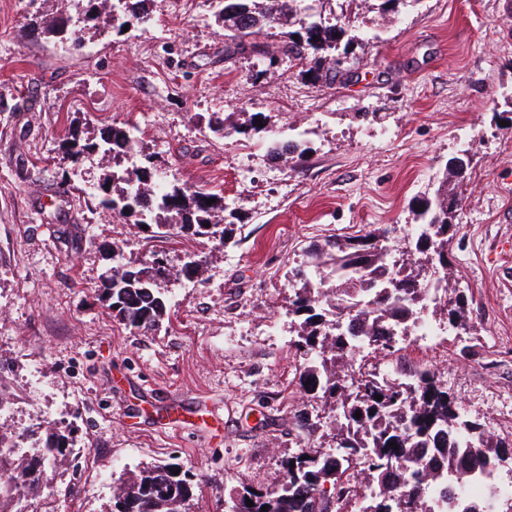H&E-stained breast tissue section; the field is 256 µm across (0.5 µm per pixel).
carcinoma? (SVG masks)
Wrapping results in <instances>:
<instances>
[{
	"label": "carcinoma",
	"mask_w": 512,
	"mask_h": 512,
	"mask_svg": "<svg viewBox=\"0 0 512 512\" xmlns=\"http://www.w3.org/2000/svg\"><path fill=\"white\" fill-rule=\"evenodd\" d=\"M84 22L68 29L52 22L43 33L54 36L69 32L72 44L85 42L89 23L96 19L95 0H87ZM143 0H116L112 12L145 20L139 4ZM327 0H215L217 16L229 32L224 56L237 54L265 57L267 45L253 40L262 31L284 25L300 29L281 33L277 55L309 65L307 73L316 80L344 76V55L353 42L363 40L356 25L330 21L318 5ZM421 0H381L379 12L396 18L401 9H412ZM134 127L112 129L99 144H88L76 136L67 142L73 163L101 151L107 156L138 153ZM272 154L279 158L302 159L306 149L296 142L275 143ZM147 164L135 177L112 172V180L123 183L111 198L99 202L102 209L135 224L161 227L155 219L166 215L179 232L224 243L226 227L221 224L224 197L215 193L169 185L152 189L157 174ZM465 169L454 165L438 183L432 197L425 199L411 228L408 247L395 248L393 226L379 227L354 239L328 240L313 247L309 266L295 273L296 284L288 297V313L298 317L294 343L303 360L299 384L312 397L336 412L334 446L303 448L285 463L286 477L272 490L236 491L231 502L239 512H343V505L356 495L352 479L363 477L369 512H437L428 502L434 492L432 480L443 476L450 485H464L469 492L472 476L512 460V444L491 438L478 423L460 417L455 402L435 372L424 369L399 378L377 375L356 366L357 358L372 347L386 356L397 352L393 339L401 330L414 327L424 313V301L438 302L447 311L448 324L469 333L465 295L448 287V241L453 238L458 207L453 180L464 177ZM214 203H208V200ZM203 260L189 255L181 267L187 278L201 276ZM170 269L161 261L134 267L115 262L103 275L99 299L112 315L129 328L150 333L167 315L168 298L161 284ZM310 385H305V382ZM382 396V400L375 396ZM361 413L355 418V413ZM396 446H390V443ZM9 440L0 430V512H26L28 502L44 493L53 495L56 477L64 465L78 468L71 432L49 425L40 431L35 447L23 455L18 448H4ZM360 460L364 468L352 471ZM112 512H185L199 506L202 490L197 475L177 471L173 464L145 466L125 472L117 479ZM252 500L254 506L246 504Z\"/></svg>",
	"instance_id": "cac0c4a2"
}]
</instances>
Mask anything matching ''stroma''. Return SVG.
<instances>
[{
    "label": "stroma",
    "mask_w": 512,
    "mask_h": 512,
    "mask_svg": "<svg viewBox=\"0 0 512 512\" xmlns=\"http://www.w3.org/2000/svg\"><path fill=\"white\" fill-rule=\"evenodd\" d=\"M60 0H0V382L15 428L65 418L98 466L70 497L66 478L30 512H110L116 479L177 460L202 475L203 512L236 490L272 489L309 447L298 413L327 407L298 383L289 271L325 239L407 230L446 167L464 156L448 245L469 300V335L400 337L398 364L440 378L462 417L512 441V0H421L399 23L359 15L348 76L325 83L304 65L262 71L224 56L211 0H145L127 30L101 11L73 49L42 33ZM239 133H214L217 121ZM135 124L166 182L224 195L223 244L147 236L102 211L109 162L72 163L71 132L91 141ZM308 148L270 163L269 140ZM201 279L181 276L187 253ZM121 255L165 260L168 314L141 335L99 301Z\"/></svg>",
    "instance_id": "1"
}]
</instances>
